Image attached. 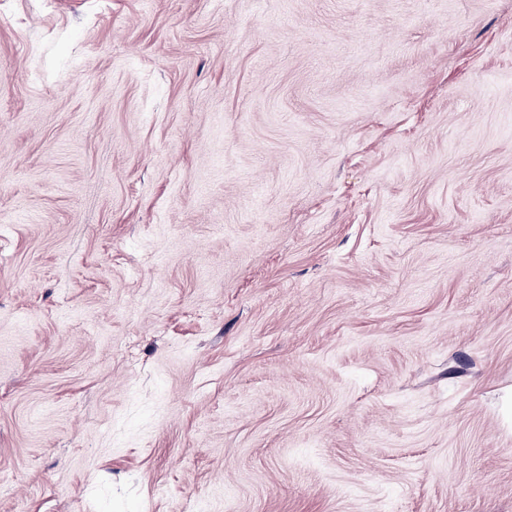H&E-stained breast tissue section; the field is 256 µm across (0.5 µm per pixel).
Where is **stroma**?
<instances>
[{
    "label": "stroma",
    "instance_id": "1",
    "mask_svg": "<svg viewBox=\"0 0 512 512\" xmlns=\"http://www.w3.org/2000/svg\"><path fill=\"white\" fill-rule=\"evenodd\" d=\"M512 0H0V512H512Z\"/></svg>",
    "mask_w": 512,
    "mask_h": 512
}]
</instances>
